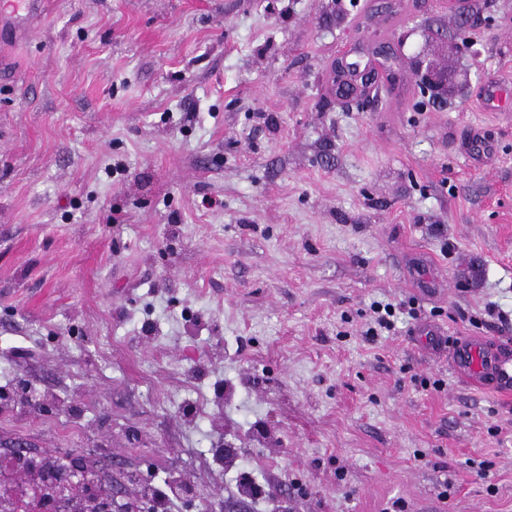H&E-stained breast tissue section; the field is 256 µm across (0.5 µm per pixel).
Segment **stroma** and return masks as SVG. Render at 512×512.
<instances>
[{
    "instance_id": "35a3bbf8",
    "label": "stroma",
    "mask_w": 512,
    "mask_h": 512,
    "mask_svg": "<svg viewBox=\"0 0 512 512\" xmlns=\"http://www.w3.org/2000/svg\"><path fill=\"white\" fill-rule=\"evenodd\" d=\"M44 3L0 0V456L90 452L135 505L246 474L253 512H512V400L414 334L512 337V0L463 50L450 0ZM373 39L400 79L337 97Z\"/></svg>"
}]
</instances>
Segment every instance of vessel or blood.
<instances>
[{"mask_svg":"<svg viewBox=\"0 0 512 512\" xmlns=\"http://www.w3.org/2000/svg\"><path fill=\"white\" fill-rule=\"evenodd\" d=\"M450 357L454 370L470 385L512 396V341L462 338L452 347Z\"/></svg>","mask_w":512,"mask_h":512,"instance_id":"vessel-or-blood-1","label":"vessel or blood"}]
</instances>
